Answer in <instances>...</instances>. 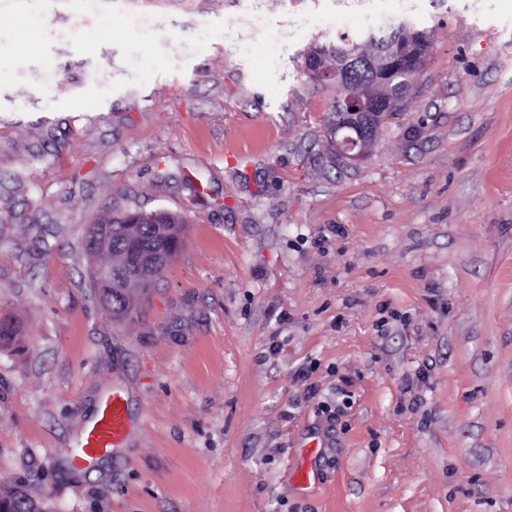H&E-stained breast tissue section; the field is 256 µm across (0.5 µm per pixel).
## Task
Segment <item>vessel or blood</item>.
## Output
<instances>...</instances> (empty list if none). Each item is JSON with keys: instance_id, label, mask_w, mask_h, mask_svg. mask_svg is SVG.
I'll return each instance as SVG.
<instances>
[{"instance_id": "1", "label": "vessel or blood", "mask_w": 512, "mask_h": 512, "mask_svg": "<svg viewBox=\"0 0 512 512\" xmlns=\"http://www.w3.org/2000/svg\"><path fill=\"white\" fill-rule=\"evenodd\" d=\"M129 434L127 400L121 390L107 394L95 419L83 431L80 461L95 458L112 448L122 447Z\"/></svg>"}]
</instances>
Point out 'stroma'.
I'll return each instance as SVG.
<instances>
[{
    "label": "stroma",
    "instance_id": "1",
    "mask_svg": "<svg viewBox=\"0 0 512 512\" xmlns=\"http://www.w3.org/2000/svg\"><path fill=\"white\" fill-rule=\"evenodd\" d=\"M403 4L430 52L340 161L304 58L365 0H0V483L45 512H512V0ZM134 209L184 246L115 322L83 242ZM115 388L124 447L73 466ZM22 325L20 321L11 314L0 316V347L13 346L19 343Z\"/></svg>",
    "mask_w": 512,
    "mask_h": 512
}]
</instances>
